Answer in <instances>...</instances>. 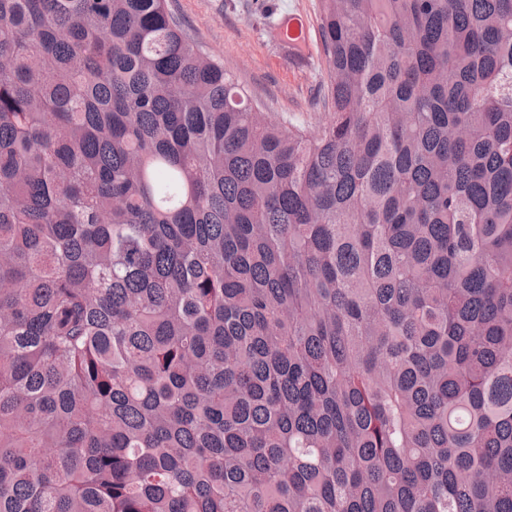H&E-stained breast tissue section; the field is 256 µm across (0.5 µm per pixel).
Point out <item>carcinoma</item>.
Returning <instances> with one entry per match:
<instances>
[{"label": "carcinoma", "instance_id": "cac0c4a2", "mask_svg": "<svg viewBox=\"0 0 512 512\" xmlns=\"http://www.w3.org/2000/svg\"><path fill=\"white\" fill-rule=\"evenodd\" d=\"M320 19L309 134L0 0V512H512V0Z\"/></svg>", "mask_w": 512, "mask_h": 512}]
</instances>
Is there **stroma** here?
Instances as JSON below:
<instances>
[{"instance_id": "stroma-1", "label": "stroma", "mask_w": 512, "mask_h": 512, "mask_svg": "<svg viewBox=\"0 0 512 512\" xmlns=\"http://www.w3.org/2000/svg\"><path fill=\"white\" fill-rule=\"evenodd\" d=\"M203 51L243 85L269 119L314 132L328 114L318 101L324 83L319 0H169ZM303 17L310 45L291 56L277 34L283 19Z\"/></svg>"}]
</instances>
